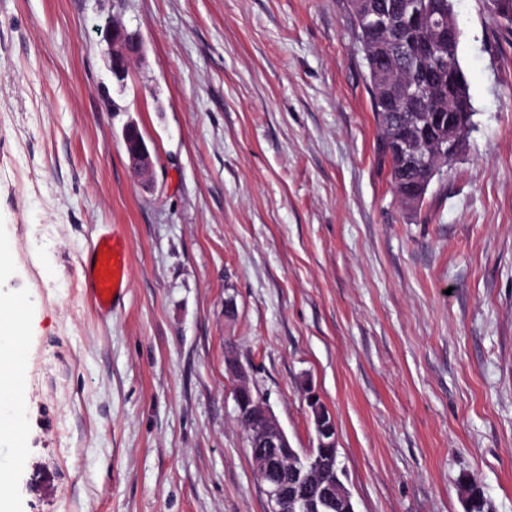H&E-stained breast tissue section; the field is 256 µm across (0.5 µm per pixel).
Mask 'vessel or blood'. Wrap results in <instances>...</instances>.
I'll return each mask as SVG.
<instances>
[{"label": "vessel or blood", "instance_id": "obj_1", "mask_svg": "<svg viewBox=\"0 0 512 512\" xmlns=\"http://www.w3.org/2000/svg\"><path fill=\"white\" fill-rule=\"evenodd\" d=\"M128 267L129 252L124 239L112 231L99 234L83 265L85 287L98 313L111 314L123 303Z\"/></svg>", "mask_w": 512, "mask_h": 512}]
</instances>
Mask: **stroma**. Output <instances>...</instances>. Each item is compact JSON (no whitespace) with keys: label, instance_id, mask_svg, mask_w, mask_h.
<instances>
[{"label":"stroma","instance_id":"35a3bbf8","mask_svg":"<svg viewBox=\"0 0 512 512\" xmlns=\"http://www.w3.org/2000/svg\"><path fill=\"white\" fill-rule=\"evenodd\" d=\"M453 6L475 128L408 210L347 0H0L12 512H265L229 348L294 447L305 387L335 413L355 512H466L464 476L512 512V26ZM112 22L145 43L121 88ZM109 228L131 264L104 319L82 263ZM123 138L130 169L141 178L144 187H151L154 178L153 160L134 121H129L125 125ZM21 325L15 315L14 305L0 298V355L1 365L10 359L19 345Z\"/></svg>","mask_w":512,"mask_h":512}]
</instances>
